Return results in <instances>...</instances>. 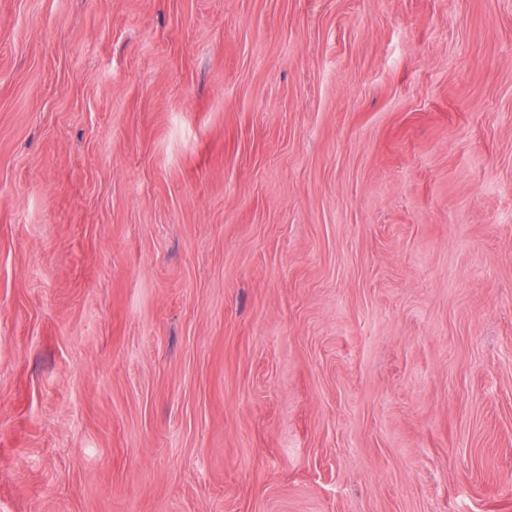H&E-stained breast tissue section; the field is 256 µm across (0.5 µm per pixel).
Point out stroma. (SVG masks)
I'll return each mask as SVG.
<instances>
[{
  "label": "stroma",
  "instance_id": "stroma-1",
  "mask_svg": "<svg viewBox=\"0 0 512 512\" xmlns=\"http://www.w3.org/2000/svg\"><path fill=\"white\" fill-rule=\"evenodd\" d=\"M0 512H512V0H0Z\"/></svg>",
  "mask_w": 512,
  "mask_h": 512
}]
</instances>
